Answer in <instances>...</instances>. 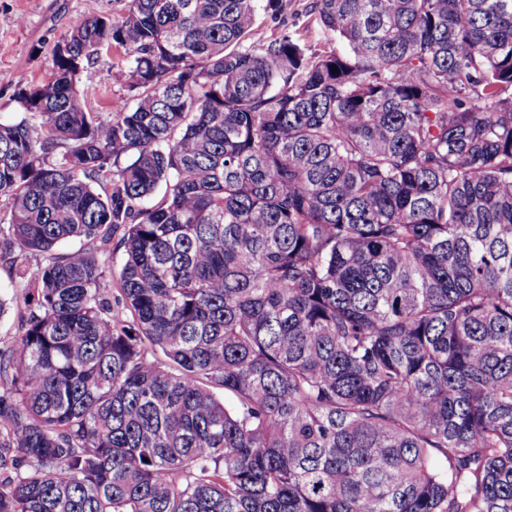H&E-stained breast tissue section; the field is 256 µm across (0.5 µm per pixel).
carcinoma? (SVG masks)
I'll list each match as a JSON object with an SVG mask.
<instances>
[{
    "label": "carcinoma",
    "instance_id": "cac0c4a2",
    "mask_svg": "<svg viewBox=\"0 0 512 512\" xmlns=\"http://www.w3.org/2000/svg\"><path fill=\"white\" fill-rule=\"evenodd\" d=\"M260 7L78 17L0 122V512H512V0ZM284 10L276 16L265 13L263 8L258 10L256 20V37H266L272 32L288 27L303 35L304 41L312 51L323 50L326 47L324 36L318 24L307 12L308 0H284ZM125 72L126 52L122 47L113 46L108 51L103 50L97 62L81 73L78 86L90 111L106 116L112 99L127 95ZM119 237L120 233H117L115 237L112 239V254H110L107 261V266L109 267L110 275L107 278L106 284L108 290H110V294H112V299L113 296L117 294L116 288H118L119 273L123 261V251L122 249L117 247ZM0 285L8 305L0 315V346L11 344L17 337V311L23 303L20 289L10 283L9 266L0 261Z\"/></svg>",
    "mask_w": 512,
    "mask_h": 512
}]
</instances>
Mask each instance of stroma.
<instances>
[{
  "label": "stroma",
  "mask_w": 512,
  "mask_h": 512,
  "mask_svg": "<svg viewBox=\"0 0 512 512\" xmlns=\"http://www.w3.org/2000/svg\"><path fill=\"white\" fill-rule=\"evenodd\" d=\"M278 15L258 13L256 34L280 28L302 34L312 50L325 47L324 36L307 12L308 0H284ZM126 0H0V118H21L20 92L43 83L53 68V48L78 17L109 15L120 19ZM126 52L102 51L78 82L90 111L108 113L114 98L125 95Z\"/></svg>",
  "instance_id": "35a3bbf8"
}]
</instances>
